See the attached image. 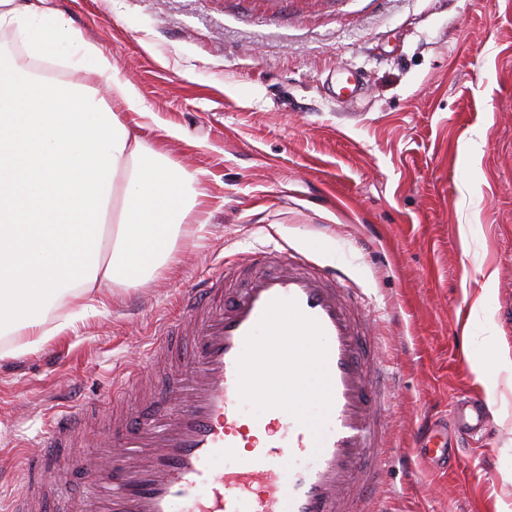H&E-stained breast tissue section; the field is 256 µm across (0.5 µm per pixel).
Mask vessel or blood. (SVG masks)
<instances>
[{
	"mask_svg": "<svg viewBox=\"0 0 512 512\" xmlns=\"http://www.w3.org/2000/svg\"><path fill=\"white\" fill-rule=\"evenodd\" d=\"M363 301L342 268L291 249L218 263L182 297L173 325L181 345L157 340L125 389L113 391L98 462L85 466L80 450L88 409L55 414L7 512H46L75 474L84 492L71 512H362L381 502L392 373ZM287 334L309 337L313 370L276 361L268 340ZM270 362L300 396L244 416L255 375ZM159 376L164 385L145 411L129 412L126 390ZM448 422L465 440L491 427L484 400L470 395L456 398ZM260 433L266 449L250 454ZM411 454L444 458L439 431L419 425ZM229 455L239 456L236 468H213Z\"/></svg>",
	"mask_w": 512,
	"mask_h": 512,
	"instance_id": "vessel-or-blood-1",
	"label": "vessel or blood"
}]
</instances>
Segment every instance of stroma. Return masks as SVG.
Here are the masks:
<instances>
[{"instance_id": "obj_1", "label": "stroma", "mask_w": 512, "mask_h": 512, "mask_svg": "<svg viewBox=\"0 0 512 512\" xmlns=\"http://www.w3.org/2000/svg\"><path fill=\"white\" fill-rule=\"evenodd\" d=\"M149 116L112 109L201 171L206 221L173 272L0 361V512L54 412L114 371L221 260L294 247L347 269L395 372L385 512H512V0H50ZM494 283H487L488 272ZM495 388L506 416L449 466L401 457L421 419Z\"/></svg>"}]
</instances>
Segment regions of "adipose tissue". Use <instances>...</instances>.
<instances>
[{
	"instance_id": "obj_1",
	"label": "adipose tissue",
	"mask_w": 512,
	"mask_h": 512,
	"mask_svg": "<svg viewBox=\"0 0 512 512\" xmlns=\"http://www.w3.org/2000/svg\"><path fill=\"white\" fill-rule=\"evenodd\" d=\"M0 29L30 58L68 60L44 78L0 47V359L17 358L105 306L107 285L133 287L167 270L207 195L113 112L86 81L94 74L128 110L147 115L136 87L53 10L0 0ZM69 308L53 320L56 299Z\"/></svg>"
}]
</instances>
